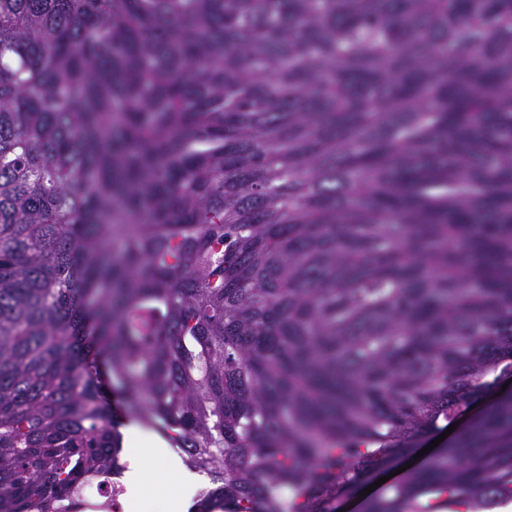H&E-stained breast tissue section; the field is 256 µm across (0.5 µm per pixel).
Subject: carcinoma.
Returning a JSON list of instances; mask_svg holds the SVG:
<instances>
[{
    "instance_id": "carcinoma-1",
    "label": "carcinoma",
    "mask_w": 512,
    "mask_h": 512,
    "mask_svg": "<svg viewBox=\"0 0 512 512\" xmlns=\"http://www.w3.org/2000/svg\"><path fill=\"white\" fill-rule=\"evenodd\" d=\"M125 414L194 512L512 499V0H0V512Z\"/></svg>"
}]
</instances>
